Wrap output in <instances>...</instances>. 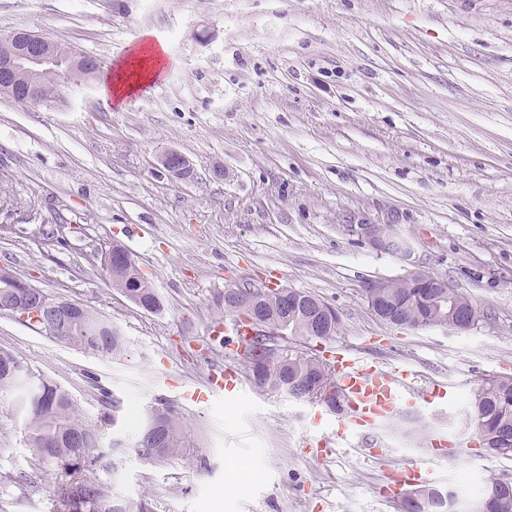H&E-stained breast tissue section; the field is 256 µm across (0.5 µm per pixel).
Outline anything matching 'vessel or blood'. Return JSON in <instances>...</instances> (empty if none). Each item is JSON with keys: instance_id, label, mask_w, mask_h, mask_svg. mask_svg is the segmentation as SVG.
<instances>
[{"instance_id": "obj_1", "label": "vessel or blood", "mask_w": 512, "mask_h": 512, "mask_svg": "<svg viewBox=\"0 0 512 512\" xmlns=\"http://www.w3.org/2000/svg\"><path fill=\"white\" fill-rule=\"evenodd\" d=\"M336 373L344 400V410L337 416L336 435L340 438L353 426L390 418L401 404L417 399L444 405L449 400L446 384L419 385L410 369H383L349 351L337 356ZM241 384L239 372L228 366L211 371L205 388L211 393L231 394Z\"/></svg>"}]
</instances>
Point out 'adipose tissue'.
Wrapping results in <instances>:
<instances>
[{
  "label": "adipose tissue",
  "mask_w": 512,
  "mask_h": 512,
  "mask_svg": "<svg viewBox=\"0 0 512 512\" xmlns=\"http://www.w3.org/2000/svg\"><path fill=\"white\" fill-rule=\"evenodd\" d=\"M166 54L163 44L149 39L133 47L117 67L102 75L103 98L120 102L152 84L167 63Z\"/></svg>",
  "instance_id": "1"
}]
</instances>
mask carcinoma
I'll list each match as a JSON object with an SVG mask.
<instances>
[{
	"mask_svg": "<svg viewBox=\"0 0 512 512\" xmlns=\"http://www.w3.org/2000/svg\"><path fill=\"white\" fill-rule=\"evenodd\" d=\"M94 78L91 71L68 81L50 79L42 84V102L54 101L60 87L67 83L79 85ZM103 271L113 288L139 308L150 312L161 309L158 295L141 275L134 258L114 268L108 264ZM13 281L0 280V311L16 303L18 289ZM45 300L66 309V324L57 340L92 351L101 356L121 352L125 340L112 323L97 312L79 303L44 295ZM321 299L302 291L284 289V296L264 305L265 316L294 336L306 337L319 323L317 303ZM220 313L240 321L238 309L248 305L245 298L224 300V293L214 296ZM368 306H379L386 311L381 321L405 329L422 327L457 328L460 319L467 316L469 323L478 322V311L469 299L454 288H424L417 278L394 281L392 288L368 290ZM255 384L282 391L296 400H302L298 389L302 386L331 388L333 393L324 403L334 409L339 405V390L330 363L313 353L291 350L272 352L261 363L248 362ZM19 392L18 410L24 415L30 447L37 454L54 459L67 467L76 462L95 459L100 448L98 431L85 424L75 411L69 392L36 375L17 356L0 350V393ZM471 419L479 442L496 457L512 459V378H488L474 393ZM181 424L171 409H153L145 420L139 437L153 432L156 446H134L141 459L157 463L177 455L183 448ZM55 498L58 512H153L147 499L137 502L113 498L99 484L70 483L57 488ZM406 512H457V494L433 486H420L404 499ZM473 512H512V479L488 475L472 500Z\"/></svg>",
	"mask_w": 512,
	"mask_h": 512,
	"instance_id": "carcinoma-1",
	"label": "carcinoma"
}]
</instances>
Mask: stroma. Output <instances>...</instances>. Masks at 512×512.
<instances>
[{
    "label": "stroma",
    "instance_id": "obj_1",
    "mask_svg": "<svg viewBox=\"0 0 512 512\" xmlns=\"http://www.w3.org/2000/svg\"><path fill=\"white\" fill-rule=\"evenodd\" d=\"M22 30L104 69L149 32L172 63L122 107L94 81L50 104L0 95V268L126 340L105 357L0 313V350L69 392L102 452L69 469L38 456L17 393H0V512H55L54 486L71 482L149 497L154 512H390L406 461L469 498L491 472L512 477L469 416L484 379L512 377V0H0V35ZM171 150L193 179L163 168ZM371 224L409 255L374 245ZM115 243L160 311L112 288L101 252ZM415 273L463 292L479 322L377 320L369 288ZM264 281L341 318L330 340L280 346L329 359L350 348L447 382L456 399L403 407L364 449L337 437L326 406L248 374L234 397L183 399L235 353L214 295ZM166 407L185 447L150 464L128 444Z\"/></svg>",
    "mask_w": 512,
    "mask_h": 512
}]
</instances>
